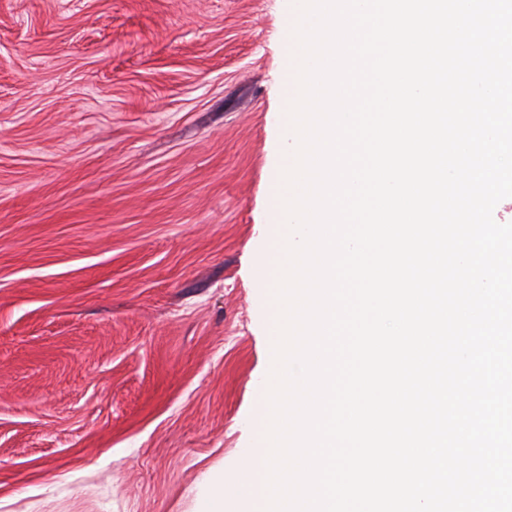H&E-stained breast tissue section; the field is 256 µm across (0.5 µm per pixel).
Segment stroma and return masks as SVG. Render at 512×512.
Listing matches in <instances>:
<instances>
[{
    "instance_id": "stroma-1",
    "label": "stroma",
    "mask_w": 512,
    "mask_h": 512,
    "mask_svg": "<svg viewBox=\"0 0 512 512\" xmlns=\"http://www.w3.org/2000/svg\"><path fill=\"white\" fill-rule=\"evenodd\" d=\"M285 0H0V512H194L265 362Z\"/></svg>"
}]
</instances>
